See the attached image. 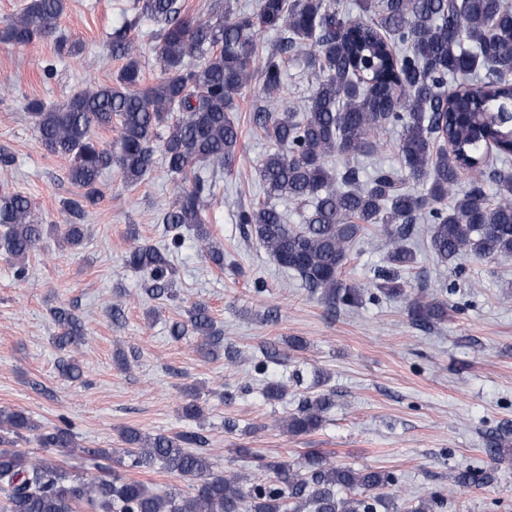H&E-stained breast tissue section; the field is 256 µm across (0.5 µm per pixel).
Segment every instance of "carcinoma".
<instances>
[{
    "label": "carcinoma",
    "instance_id": "1",
    "mask_svg": "<svg viewBox=\"0 0 512 512\" xmlns=\"http://www.w3.org/2000/svg\"><path fill=\"white\" fill-rule=\"evenodd\" d=\"M67 5L68 0H25L0 21V43L25 47L54 35ZM357 8L353 15L335 0H257L252 12L226 11L203 20L179 0H132L125 23L111 36L112 54L123 65L110 81L88 83L61 105L27 103L39 143L70 159L68 178L78 189L62 202L69 215L63 240L82 244L84 221L101 197L105 171L117 169L132 186L160 164L167 176L184 183L162 214L167 242L158 248L131 235L126 265L145 276L149 298H173V257L187 232L205 261L223 268L224 249L209 228L215 183L201 172L230 171L240 143L239 124L230 113L257 83L269 106L251 120L274 150L256 171L267 197L287 198L304 210L303 222L288 223L268 201L240 207L237 222L325 306L352 310L367 300L407 295L399 273L417 263L409 240L420 224L426 225L427 250L443 262L512 254V150L485 155L488 143L512 141L506 120L512 114V6L504 0H358ZM143 20L157 26L161 74L151 83L143 78L131 37ZM266 30L280 36L261 56ZM80 53L77 42H55L59 59ZM291 54L302 56L316 76L300 110L274 106ZM114 123L116 141H102L100 132ZM390 129L401 130L393 146L397 164L361 178L350 161L383 153ZM464 174L469 185L458 192ZM409 182L421 190L409 189ZM376 224L384 233L389 270L369 292L345 283L341 270L352 245ZM44 232L28 197L0 192V254L18 278H26L25 260ZM447 292L412 299L411 323L430 327L447 318ZM51 313L61 329L56 345L74 351L84 339L80 319L64 308ZM170 332L177 341L195 336L206 355L225 348L229 362L240 356L224 346V333L203 304ZM331 405L330 394L318 393L272 426L293 436L313 432ZM26 432L36 433L42 448L80 450L95 461V471L73 474L51 455L14 448ZM122 438L131 449L116 459L118 465L151 469L159 463L187 490L159 492L126 479L106 465L111 453L79 448L70 428L43 430L24 412L1 407L0 512H380L392 501L374 491L400 485L392 471L338 465L315 451L296 464L263 462L248 476L219 468L195 431L126 430ZM511 445L508 434L495 433L487 452L495 459ZM457 482L484 485L488 473L468 465ZM342 490L346 496L340 498Z\"/></svg>",
    "mask_w": 512,
    "mask_h": 512
}]
</instances>
